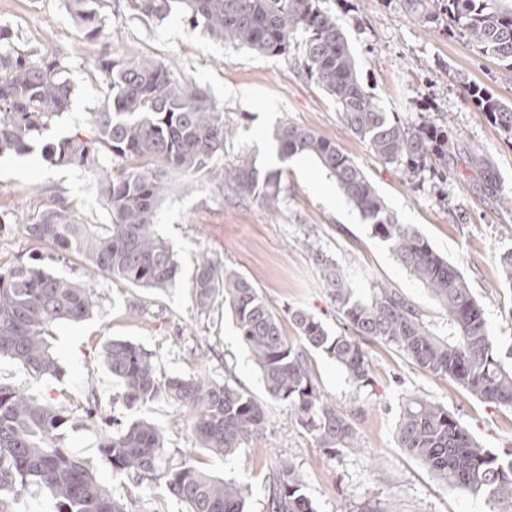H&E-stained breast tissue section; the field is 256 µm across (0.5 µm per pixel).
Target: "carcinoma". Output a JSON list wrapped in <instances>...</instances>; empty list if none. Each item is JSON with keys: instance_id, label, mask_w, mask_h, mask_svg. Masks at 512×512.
Returning a JSON list of instances; mask_svg holds the SVG:
<instances>
[{"instance_id": "1", "label": "carcinoma", "mask_w": 512, "mask_h": 512, "mask_svg": "<svg viewBox=\"0 0 512 512\" xmlns=\"http://www.w3.org/2000/svg\"><path fill=\"white\" fill-rule=\"evenodd\" d=\"M402 2L411 18L424 24L445 21L451 33L468 39L478 53L512 70V9L501 0ZM69 3L89 37H110L98 16L99 0ZM134 6L158 19L177 7L193 26L216 39L259 55L299 57L336 103L347 128L407 182L440 168L454 170L462 161L496 205L512 210V191L502 189L486 151H471L460 160L449 151L447 129L403 123L376 102L361 82L336 16L321 8L320 0H134ZM96 66L112 96L92 113L91 137H65L49 151L59 164L97 167L99 149L105 148L122 163L120 175L114 177L108 169L99 175L111 223L86 224L74 210L54 205L26 218L25 231L115 280L164 290L175 285L180 267L156 232L154 216L172 175L219 178L235 196L259 199L276 211L282 171L260 170L248 153L223 163L224 114L199 89L176 80L164 63L107 52ZM63 72L59 57L46 54L34 61L29 50L0 32V153L31 152L36 133L68 108L70 86ZM470 97L511 140L512 103L477 85L470 88ZM274 139L280 157L310 154L336 178L373 232L391 243L397 260L447 313L454 333L447 338L434 333L416 308L386 285H376L366 301L354 298L347 272L309 242L346 331L333 334L314 315L295 308L289 310L298 333L294 341L246 277L203 255L194 277L196 305L206 312L217 299L224 300L267 395L288 403L291 416L318 447L331 454L354 448L357 428L317 391L312 357L326 354L354 385L366 387L371 371L360 341L379 340L481 401L512 408V365L499 356L483 309L458 270L420 233L399 222L363 169L333 141L288 124ZM93 307V289L87 284L30 265L0 270V358L36 378L59 375L61 367L46 338L48 327L80 321ZM102 362L121 384L125 404L166 399L190 420L199 446L216 455H235L265 429L262 405L229 378L161 377L154 357L124 340L110 342ZM75 419L48 400L0 383V512H14L19 497L33 489L49 502L51 512H129L87 461L63 445V430ZM81 419L98 433L102 460L112 470L136 480L165 479L168 494L187 512H246L245 487L213 477L185 457L175 464L166 459L162 430L154 424L138 421L117 428L116 420L94 400L87 401ZM398 443L447 489L484 496L493 505L490 512H512V450L501 456L482 447L441 403L409 399L400 417ZM266 509L316 512L289 460H280L268 477Z\"/></svg>"}]
</instances>
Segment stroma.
Here are the masks:
<instances>
[{"label": "stroma", "instance_id": "stroma-1", "mask_svg": "<svg viewBox=\"0 0 512 512\" xmlns=\"http://www.w3.org/2000/svg\"><path fill=\"white\" fill-rule=\"evenodd\" d=\"M336 15L361 79L386 111L401 120L447 125L457 152L484 146L504 189L512 191V142L467 101L477 83L512 102V71L479 54L466 39L449 36L444 22L421 24L401 0H322ZM100 17L110 42L88 37L68 0H0V27L15 44L63 59L71 86L68 108L39 137L41 146L87 133L91 114L108 88L95 67L103 46L128 56H148L170 66L174 78L198 87L224 114V159L248 152L265 170L283 172L278 214L257 199H239L220 182L174 176L158 206L157 232L172 247L181 272L164 291L136 287L96 270L82 258L52 250L13 223L19 208L40 211L64 200L87 224L111 218L98 191V168L59 165L40 150L0 155V269L35 265L94 289L95 306L85 319L49 327L48 341L62 367L60 377L35 379L14 362L0 361V381L49 398L65 409L83 405L96 391L108 414L122 423L146 420L159 426L172 457H191L198 467L247 486L248 512H265L266 479L279 459L292 460L316 512H489L483 498L446 489L396 440L403 402L425 397L443 404L486 448L512 449V409L481 402L445 377L419 369L395 347L365 343L372 384L353 385L343 368L314 354L312 371L323 398L351 418L357 447L327 454L297 425L285 402L269 400L261 373L241 341L223 303L198 309L193 275L207 255L246 276L280 315L288 336L297 331L289 309L302 308L333 333L344 324L336 313L306 239H315L349 274L356 298L368 299L386 284L409 300L438 335L448 316L430 292L403 267L388 243L375 236L334 176L316 158H280L274 134L292 124L325 136L366 173L386 207L428 240L469 284L484 310L501 356L512 353V286L498 257L512 250V211H503L477 187L465 167L447 178L406 184L394 167L375 160L364 141L340 118L335 103L289 57L258 55L212 39L182 12L162 20L143 16L131 0H101ZM120 339L152 353L165 376L231 378L263 406L266 427L231 457L199 448L186 418L166 400L127 407L121 386L101 361L109 342ZM68 448L89 460L130 512H185L164 482L139 485L113 473L101 459L94 433L67 430Z\"/></svg>", "mask_w": 512, "mask_h": 512}]
</instances>
